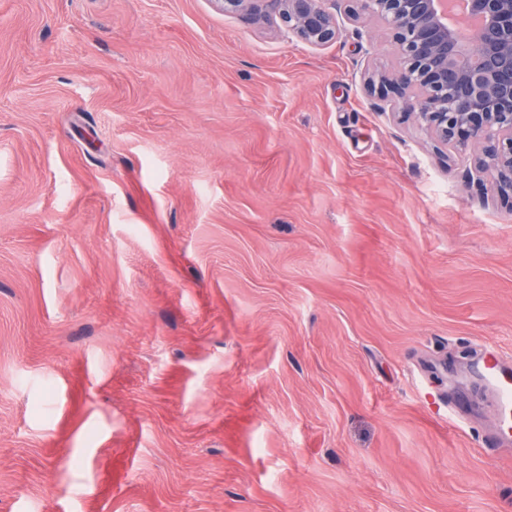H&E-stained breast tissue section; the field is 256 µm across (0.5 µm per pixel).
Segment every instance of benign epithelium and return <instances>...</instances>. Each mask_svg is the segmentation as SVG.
I'll use <instances>...</instances> for the list:
<instances>
[{
    "mask_svg": "<svg viewBox=\"0 0 512 512\" xmlns=\"http://www.w3.org/2000/svg\"><path fill=\"white\" fill-rule=\"evenodd\" d=\"M330 1L357 22L377 19L399 59L371 72L369 93L390 102L437 143L475 151L490 191L512 204V0H215L224 11L278 15L288 37L312 47L343 30Z\"/></svg>",
    "mask_w": 512,
    "mask_h": 512,
    "instance_id": "7a95c632",
    "label": "benign epithelium"
}]
</instances>
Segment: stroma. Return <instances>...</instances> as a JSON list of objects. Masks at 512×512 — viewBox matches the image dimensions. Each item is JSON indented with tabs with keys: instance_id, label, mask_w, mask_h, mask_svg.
<instances>
[{
	"instance_id": "stroma-1",
	"label": "stroma",
	"mask_w": 512,
	"mask_h": 512,
	"mask_svg": "<svg viewBox=\"0 0 512 512\" xmlns=\"http://www.w3.org/2000/svg\"><path fill=\"white\" fill-rule=\"evenodd\" d=\"M337 21L0 0V512H512V209ZM483 375L497 393V421L504 432L512 431V374L502 370L496 359L484 365Z\"/></svg>"
}]
</instances>
